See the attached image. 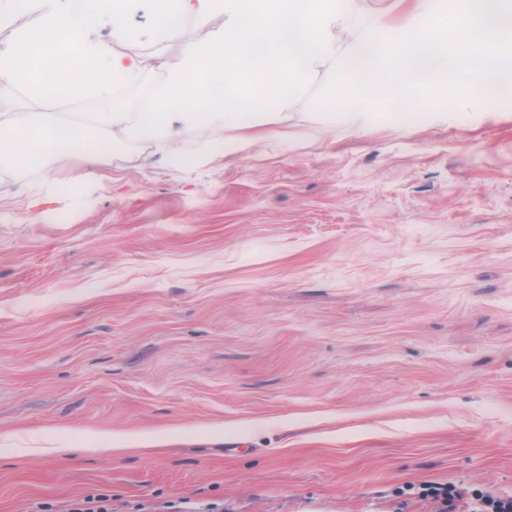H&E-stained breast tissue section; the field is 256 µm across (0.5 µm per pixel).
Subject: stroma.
<instances>
[{
  "label": "stroma",
  "instance_id": "obj_1",
  "mask_svg": "<svg viewBox=\"0 0 512 512\" xmlns=\"http://www.w3.org/2000/svg\"><path fill=\"white\" fill-rule=\"evenodd\" d=\"M139 79L151 0L125 18ZM274 135L176 168L123 141L92 175L0 168V512H434L429 484L512 497V98L459 80L344 121L336 88ZM7 112L89 124L95 99ZM148 454H91L102 437ZM34 512H112V497L107 494H89L72 501L66 509H56L49 502L38 505Z\"/></svg>",
  "mask_w": 512,
  "mask_h": 512
}]
</instances>
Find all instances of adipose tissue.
<instances>
[{
  "label": "adipose tissue",
  "instance_id": "1",
  "mask_svg": "<svg viewBox=\"0 0 512 512\" xmlns=\"http://www.w3.org/2000/svg\"><path fill=\"white\" fill-rule=\"evenodd\" d=\"M134 2L0 0V26L14 28L12 44L0 48V96H57L69 103L93 96L102 105L89 126L57 112L0 119V154L16 173H38L42 190L61 189L45 162L76 169L96 164L118 134L155 145L176 167L191 161L178 143L205 131L214 134L208 152L246 151L257 135L258 113L304 96L311 77L324 69L347 99L351 122L397 100L410 107L421 96H442L461 74L479 90L495 78L512 80V65L503 61L504 49L512 47V0H464L453 13L437 9L435 0H416L400 40L391 38L384 15L358 13L354 0H155L153 39L184 48L131 117L110 95L146 67L143 58L116 50L141 38L125 22ZM22 12L33 23L16 24ZM214 14L223 15V31L196 38ZM102 28L108 40L95 39ZM339 30L347 32L346 41H337ZM46 42L56 54L48 74L41 66ZM87 69L96 72L95 82L84 80ZM228 129L233 137H225Z\"/></svg>",
  "mask_w": 512,
  "mask_h": 512
}]
</instances>
